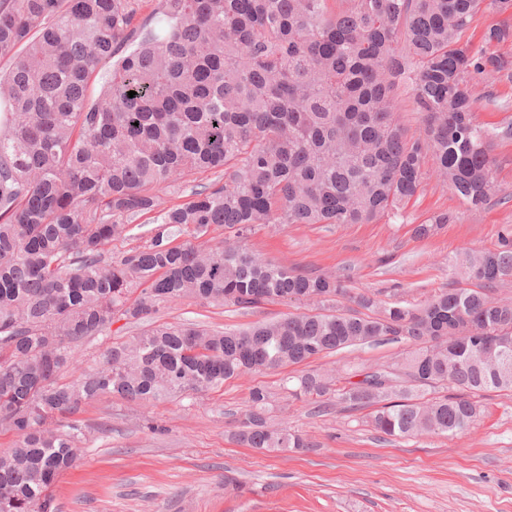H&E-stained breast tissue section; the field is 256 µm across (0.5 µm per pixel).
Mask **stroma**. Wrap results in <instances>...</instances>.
Here are the masks:
<instances>
[{
  "label": "stroma",
  "mask_w": 512,
  "mask_h": 512,
  "mask_svg": "<svg viewBox=\"0 0 512 512\" xmlns=\"http://www.w3.org/2000/svg\"><path fill=\"white\" fill-rule=\"evenodd\" d=\"M475 92L499 103L495 109L478 104V123L512 121L511 79L480 76ZM491 155L503 198L483 209H467L431 178L402 217L262 226L247 244L288 268L336 276L375 294L383 306L418 303L463 286L449 258L469 248H496L503 228L512 225V139H495ZM440 213L450 215L448 224L428 238L414 236L415 225ZM303 311L297 304L247 311L185 299L168 303L160 319L221 330ZM404 349L398 342L364 345L309 367L388 365ZM300 373L297 366L249 373L221 389L148 407L101 397L81 415L86 438L79 464L51 488L57 512H512V392L479 394L486 416L467 434L387 442L368 426L365 412L351 414L337 404L324 413L313 402L289 400L286 389ZM257 384L271 393L275 421L307 434L313 450L262 454L231 441L229 432ZM151 423L158 432L148 431ZM228 474L242 491H225Z\"/></svg>",
  "instance_id": "1"
}]
</instances>
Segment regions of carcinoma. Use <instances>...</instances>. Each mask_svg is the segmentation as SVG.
<instances>
[{
  "instance_id": "1",
  "label": "carcinoma",
  "mask_w": 512,
  "mask_h": 512,
  "mask_svg": "<svg viewBox=\"0 0 512 512\" xmlns=\"http://www.w3.org/2000/svg\"><path fill=\"white\" fill-rule=\"evenodd\" d=\"M480 13L512 17V0H157L146 19L138 0H0V432L14 436L0 449V512H54L50 488L85 439L78 415L104 395L147 407L385 341L407 345L412 384L379 389L382 364L345 379L306 372L289 396L375 405L371 427L398 441L462 434L485 415L473 396L512 391V347L485 346L512 340V298L489 294L512 282V230L456 258L468 286L389 308L246 245L259 226L397 216L431 177L484 208L499 192L491 142L511 139L512 122L475 121L473 80L512 77V59L492 51L512 42V23L476 46L465 35ZM407 102L418 137L401 120ZM208 171L188 201L161 207ZM146 215L144 244L112 253ZM214 226L229 236L172 244ZM184 298L319 308L216 332L157 322ZM120 320L146 329L112 342ZM99 336L96 365L76 369L74 347ZM232 438L262 453L315 447L272 420L263 385Z\"/></svg>"
}]
</instances>
